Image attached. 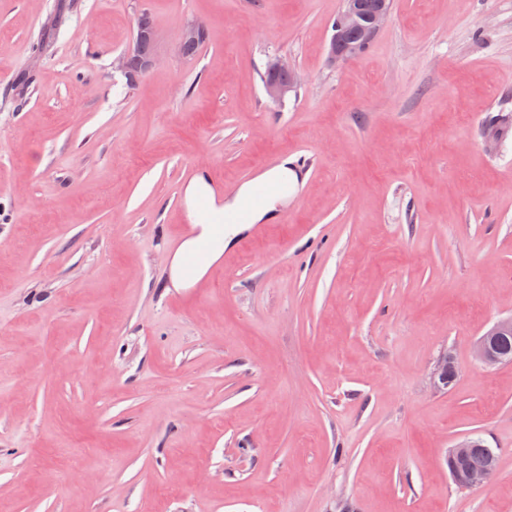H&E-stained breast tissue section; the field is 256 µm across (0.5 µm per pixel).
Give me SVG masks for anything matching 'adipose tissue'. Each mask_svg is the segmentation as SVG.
Returning a JSON list of instances; mask_svg holds the SVG:
<instances>
[{"label": "adipose tissue", "instance_id": "ef3b65f1", "mask_svg": "<svg viewBox=\"0 0 512 512\" xmlns=\"http://www.w3.org/2000/svg\"><path fill=\"white\" fill-rule=\"evenodd\" d=\"M263 180L278 185L276 193L266 196L260 203H253V186L242 184L235 194L222 196L212 187L208 176L199 175L192 179L184 190L187 202H194L199 192H207L211 202L210 216L207 221L197 223L195 233L184 243L185 249L193 250L199 245H207L209 264L218 262L234 237L252 224H261L272 219L280 206L287 204L294 191L299 176L293 168L291 157H284L280 163L262 175ZM223 225L220 236H213L212 225Z\"/></svg>", "mask_w": 512, "mask_h": 512}]
</instances>
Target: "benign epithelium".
I'll return each mask as SVG.
<instances>
[{"label": "benign epithelium", "instance_id": "benign-epithelium-1", "mask_svg": "<svg viewBox=\"0 0 512 512\" xmlns=\"http://www.w3.org/2000/svg\"><path fill=\"white\" fill-rule=\"evenodd\" d=\"M363 0H343L342 8L332 26L329 39L328 59L330 63L342 65L362 55L377 33L388 21L392 0H377L374 10L367 15L363 11ZM207 30L206 22L194 21L184 26L177 43L179 52H184L187 45L199 41ZM269 74L288 73L295 76L294 69L286 60L279 56L271 57L265 64ZM293 88V82H280L269 79L264 83V92L268 100L278 103ZM512 334V316L501 319L492 325L474 344L475 359L486 367H494L508 363L493 353L490 343L498 338ZM473 446V438L466 436L448 450V470L454 483L462 488H480L496 476L498 466L491 465L480 472H462L454 466V462L466 457Z\"/></svg>", "mask_w": 512, "mask_h": 512}]
</instances>
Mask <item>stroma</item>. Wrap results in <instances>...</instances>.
I'll use <instances>...</instances> for the list:
<instances>
[{
	"instance_id": "stroma-1",
	"label": "stroma",
	"mask_w": 512,
	"mask_h": 512,
	"mask_svg": "<svg viewBox=\"0 0 512 512\" xmlns=\"http://www.w3.org/2000/svg\"><path fill=\"white\" fill-rule=\"evenodd\" d=\"M341 6L0 0V512H512V364L472 355L512 315V0H393L336 66ZM287 155L277 220L171 288L197 171ZM471 434L499 467L461 489ZM206 30H207V24L205 21H202V20L194 21V22H191V23L187 24L186 26H184L179 33V38H178V43H177V48H178L179 52L184 54V50H185V54H187V55H191V54L195 53V51L198 49V47L207 38V36L206 37L204 36ZM203 36H204V38L200 42H198ZM195 42H198V43H195ZM191 43H194V44H191ZM265 69L267 73L273 75L288 72V74H281L279 76V79L284 82L269 79L264 83V92L268 100L273 103H278L282 101L286 94L293 88V76L297 83L296 73L288 62L279 56L270 57L265 64ZM288 76H291L292 78H288ZM473 439L471 436H466L448 450L449 474L457 486L466 489L480 488L487 485L498 472V465H491L477 473L461 472L453 465L454 462L463 458L462 461L457 463V466L463 471L477 470L491 463L498 464L499 453L497 449L490 448L481 437L477 438L474 447H472ZM469 450L470 453L466 457Z\"/></svg>"
}]
</instances>
